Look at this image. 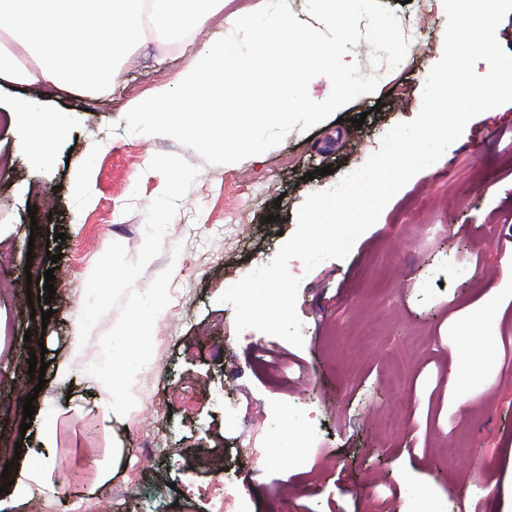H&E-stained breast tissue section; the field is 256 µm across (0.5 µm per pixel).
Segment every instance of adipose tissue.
I'll use <instances>...</instances> for the list:
<instances>
[{
    "label": "adipose tissue",
    "mask_w": 512,
    "mask_h": 512,
    "mask_svg": "<svg viewBox=\"0 0 512 512\" xmlns=\"http://www.w3.org/2000/svg\"><path fill=\"white\" fill-rule=\"evenodd\" d=\"M224 0H0V81L91 93L116 78L144 31L162 44L183 42ZM21 148L40 152L63 128L60 113H29Z\"/></svg>",
    "instance_id": "ef3b65f1"
}]
</instances>
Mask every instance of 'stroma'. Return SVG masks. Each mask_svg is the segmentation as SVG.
<instances>
[{
  "label": "stroma",
  "mask_w": 512,
  "mask_h": 512,
  "mask_svg": "<svg viewBox=\"0 0 512 512\" xmlns=\"http://www.w3.org/2000/svg\"><path fill=\"white\" fill-rule=\"evenodd\" d=\"M256 0H229L185 42L149 39L121 66L105 93L48 94L41 85L0 84V115L20 99L66 116L46 155L19 148L0 122V400L52 410V436L37 420L27 432L0 414V443L51 447L62 467L80 457L111 459L100 480L81 469L66 493L34 491L9 512H217L226 473L244 472L247 512H504L512 496V103L474 117L436 162L414 175L343 259L300 277L296 311L304 344L254 329L237 331L220 295L256 261L272 260L296 230L307 197L363 166L396 124L414 120L427 74L442 56L443 0H380L408 47L396 68L373 64L368 42L347 53L363 75L379 76L363 95L306 132L292 131L259 159L208 165L166 136L127 132L132 101L176 86L184 64L223 36L228 20ZM363 125H356V118ZM176 154L200 173L169 225L163 251L139 279L145 288L172 268L170 302L154 351L138 375L137 403L123 424L104 422L109 395L95 378L55 377L79 334L86 282L111 243L136 257L146 209L164 178L149 164ZM332 174L319 175V168ZM36 213H29V206ZM62 233V258L46 256ZM53 270L49 321L32 315L27 277ZM492 308L487 369L463 388L449 366L466 349L463 324ZM43 340V389L28 374L25 335ZM401 378H386L392 368ZM223 393L233 414L212 405ZM302 419L284 431L306 447L273 457L261 428L290 408ZM403 426L388 431L387 421Z\"/></svg>",
  "instance_id": "1"
}]
</instances>
